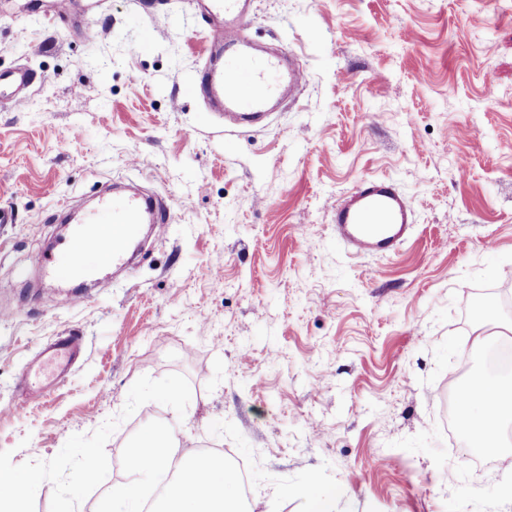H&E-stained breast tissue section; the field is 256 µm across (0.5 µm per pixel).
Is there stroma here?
Masks as SVG:
<instances>
[{"mask_svg":"<svg viewBox=\"0 0 512 512\" xmlns=\"http://www.w3.org/2000/svg\"><path fill=\"white\" fill-rule=\"evenodd\" d=\"M152 2L74 0L63 28L51 0H0V73L36 76L22 109L0 100V467L41 478L25 512H96L154 420L218 453L233 442L209 427L233 423L270 476L251 512H297L273 510L272 478L323 464L338 512H503L512 440L473 471L446 420L475 336L512 325V301L468 316L512 294V0H256L245 36L304 81L254 129L189 91L208 57L193 0ZM368 175L415 205L390 257L351 256L331 229ZM117 181L168 201L165 233L120 275L46 287L30 258L63 242L57 212ZM72 330L77 363L35 392L28 367Z\"/></svg>","mask_w":512,"mask_h":512,"instance_id":"1","label":"stroma"}]
</instances>
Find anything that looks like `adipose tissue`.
<instances>
[{
  "label": "adipose tissue",
  "mask_w": 512,
  "mask_h": 512,
  "mask_svg": "<svg viewBox=\"0 0 512 512\" xmlns=\"http://www.w3.org/2000/svg\"><path fill=\"white\" fill-rule=\"evenodd\" d=\"M457 419L471 449L485 454L498 453L500 429L512 420V388L480 380L462 393Z\"/></svg>",
  "instance_id": "ef3b65f1"
}]
</instances>
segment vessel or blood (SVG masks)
Listing matches in <instances>:
<instances>
[{"instance_id": "b4317fda", "label": "vessel or blood", "mask_w": 512, "mask_h": 512, "mask_svg": "<svg viewBox=\"0 0 512 512\" xmlns=\"http://www.w3.org/2000/svg\"><path fill=\"white\" fill-rule=\"evenodd\" d=\"M198 9L206 24L211 53L190 90L193 95L202 96L209 108L235 120H254L285 90L302 82L299 66L285 64L275 53L256 52L243 36L241 26L253 12V0H200ZM34 81V74L25 68L0 74V88L17 109L26 104L27 91ZM413 212L412 203L391 178L369 176L337 203L332 226L337 241L350 254L390 256L406 241ZM107 218L121 228L111 249L112 263L118 267L128 262L141 225L164 229L169 212L162 203L130 189L104 193L98 212L79 222L74 231L82 250L63 248L38 253L32 257V264L67 278L90 277L94 267L89 257L101 244L99 225ZM80 351L76 337H57L43 350L30 374L39 381L47 372H63Z\"/></svg>"}]
</instances>
